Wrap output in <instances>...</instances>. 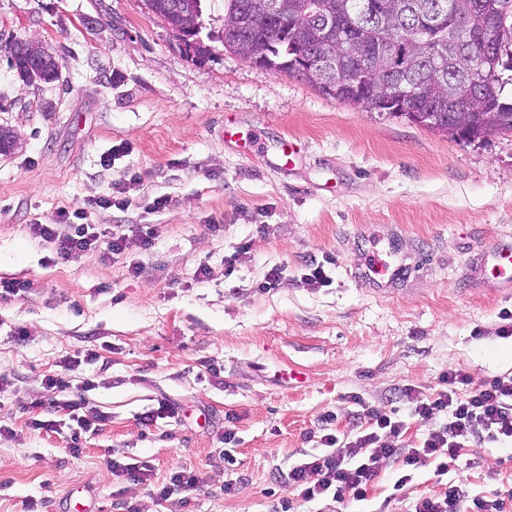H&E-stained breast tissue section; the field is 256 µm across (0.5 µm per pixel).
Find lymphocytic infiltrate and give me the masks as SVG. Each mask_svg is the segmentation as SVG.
Instances as JSON below:
<instances>
[{
	"instance_id": "f902f5d3",
	"label": "lymphocytic infiltrate",
	"mask_w": 512,
	"mask_h": 512,
	"mask_svg": "<svg viewBox=\"0 0 512 512\" xmlns=\"http://www.w3.org/2000/svg\"><path fill=\"white\" fill-rule=\"evenodd\" d=\"M85 214L82 208H64L53 223L32 225L31 231L53 241L58 258L65 261L79 254L117 259L134 247L150 249L158 236L153 224L138 225L129 234L120 230L98 232L85 223ZM403 398L407 412L402 415L395 409H375L362 397L353 396L354 434L345 443L330 429L333 413L322 416L325 429L319 448L289 469V486L304 501L328 500L337 512H346L350 503L367 500L383 462L393 464L396 484L402 487L419 468L433 467L435 474L442 476L457 469L461 458L473 449L486 444L512 445V373L475 387L466 373L451 369L441 375L431 393L409 386ZM68 408V450L78 454L83 449V436L100 431L107 415L87 406L82 397L70 400ZM439 415L444 418L440 424L435 421ZM410 418L429 426L414 444L402 440ZM413 512H512V487L488 496H472L451 484L439 494L416 500Z\"/></svg>"
}]
</instances>
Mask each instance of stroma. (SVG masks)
I'll use <instances>...</instances> for the list:
<instances>
[{
  "instance_id": "stroma-1",
  "label": "stroma",
  "mask_w": 512,
  "mask_h": 512,
  "mask_svg": "<svg viewBox=\"0 0 512 512\" xmlns=\"http://www.w3.org/2000/svg\"><path fill=\"white\" fill-rule=\"evenodd\" d=\"M201 8L212 53L198 62L140 0H0V34L41 42L61 68L29 83L0 50V127L15 137L0 152V278L32 283L0 301V512H330L287 479L325 412L344 440L352 396L387 411L451 368L476 386L512 372V337L499 335L512 288L493 281L495 252L512 245V137L457 141L323 96L225 49L224 0ZM115 146L124 155L102 166ZM119 181L125 208L93 206ZM76 206L96 228L159 236L114 261L58 260L29 227ZM327 256L331 285L306 286V264ZM275 265L278 287L259 291ZM90 348L99 359L79 361ZM49 375L92 381L86 401L108 415L80 454L29 426L69 420L37 406ZM163 400L178 417L142 424ZM113 459L149 462L151 485L116 476ZM474 460L441 477L420 468L400 489L383 464L350 512L512 482V452L489 444ZM181 467L202 487L159 502L153 486Z\"/></svg>"
}]
</instances>
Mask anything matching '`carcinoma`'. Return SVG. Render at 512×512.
<instances>
[{
    "label": "carcinoma",
    "mask_w": 512,
    "mask_h": 512,
    "mask_svg": "<svg viewBox=\"0 0 512 512\" xmlns=\"http://www.w3.org/2000/svg\"><path fill=\"white\" fill-rule=\"evenodd\" d=\"M224 48L234 49L242 40L259 68L282 71L319 93L351 103L364 94L355 86L359 63L368 67L367 91L379 93L382 101L369 100L363 107L394 117L400 100L415 104L421 125L438 129L457 122L472 130L496 131L512 136V101L503 98L512 72V0H457L458 15L446 16L441 24L427 25L442 13L448 0H370L369 12L361 11L363 0H281L282 8L298 18L300 29L292 31L261 14L262 0H225ZM329 17L335 28L327 36L318 25ZM319 65L301 68L299 43ZM408 46V68L394 69L401 45ZM467 74L475 80L472 98L460 94L457 82ZM335 79L334 91L322 81Z\"/></svg>",
    "instance_id": "carcinoma-1"
}]
</instances>
